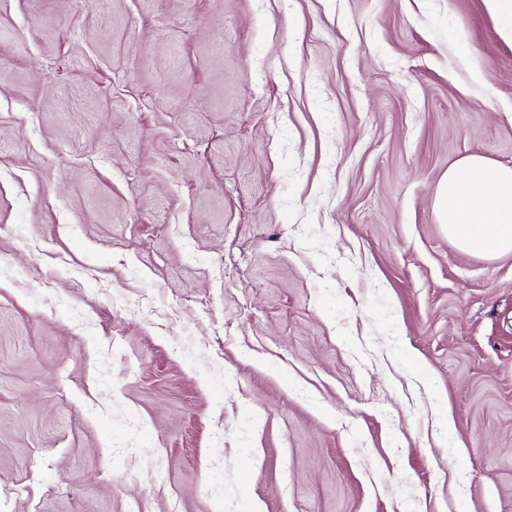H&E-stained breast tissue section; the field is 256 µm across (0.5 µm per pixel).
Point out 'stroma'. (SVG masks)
I'll list each match as a JSON object with an SVG mask.
<instances>
[{"mask_svg":"<svg viewBox=\"0 0 512 512\" xmlns=\"http://www.w3.org/2000/svg\"><path fill=\"white\" fill-rule=\"evenodd\" d=\"M472 154L484 0H0V512H512ZM435 209L468 254H512V166L481 155L463 159L441 177Z\"/></svg>","mask_w":512,"mask_h":512,"instance_id":"1","label":"stroma"}]
</instances>
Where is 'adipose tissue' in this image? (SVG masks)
Returning a JSON list of instances; mask_svg holds the SVG:
<instances>
[{"label": "adipose tissue", "mask_w": 512, "mask_h": 512, "mask_svg": "<svg viewBox=\"0 0 512 512\" xmlns=\"http://www.w3.org/2000/svg\"><path fill=\"white\" fill-rule=\"evenodd\" d=\"M435 209L468 254H512V166L471 155L441 177Z\"/></svg>", "instance_id": "obj_1"}]
</instances>
